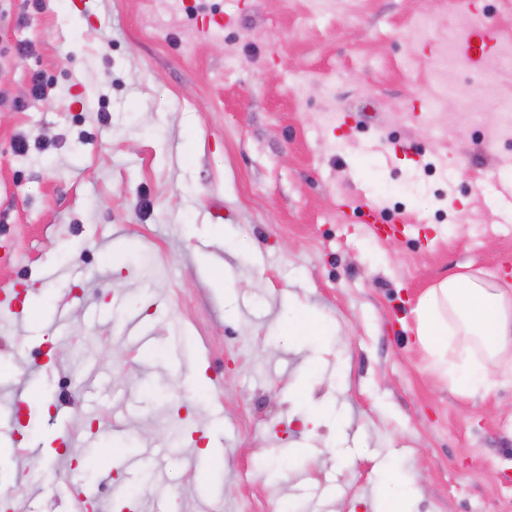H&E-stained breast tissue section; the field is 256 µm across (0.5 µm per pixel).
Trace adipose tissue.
<instances>
[{"instance_id": "adipose-tissue-1", "label": "adipose tissue", "mask_w": 512, "mask_h": 512, "mask_svg": "<svg viewBox=\"0 0 512 512\" xmlns=\"http://www.w3.org/2000/svg\"><path fill=\"white\" fill-rule=\"evenodd\" d=\"M415 334L436 375L472 394L491 393L512 379V284L482 270L440 281L419 301ZM453 344L463 367L448 363Z\"/></svg>"}]
</instances>
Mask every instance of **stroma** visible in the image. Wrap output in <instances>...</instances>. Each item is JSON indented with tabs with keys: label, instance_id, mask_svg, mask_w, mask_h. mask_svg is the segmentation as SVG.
I'll use <instances>...</instances> for the list:
<instances>
[{
	"label": "stroma",
	"instance_id": "obj_1",
	"mask_svg": "<svg viewBox=\"0 0 512 512\" xmlns=\"http://www.w3.org/2000/svg\"><path fill=\"white\" fill-rule=\"evenodd\" d=\"M84 2L0 0V512H512V383L414 333L512 283V69H437L512 0Z\"/></svg>",
	"mask_w": 512,
	"mask_h": 512
}]
</instances>
